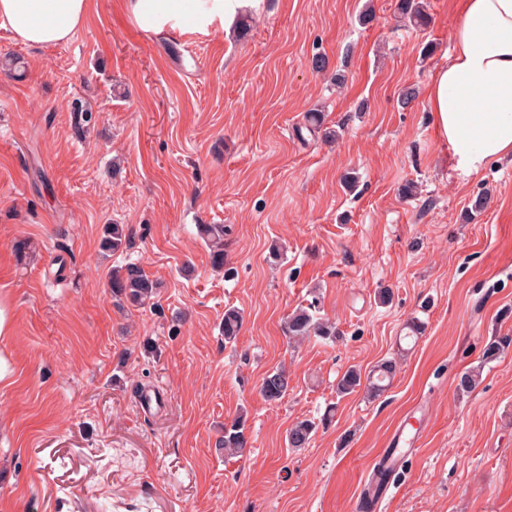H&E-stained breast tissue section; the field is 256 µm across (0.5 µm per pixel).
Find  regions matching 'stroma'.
<instances>
[{"mask_svg": "<svg viewBox=\"0 0 512 512\" xmlns=\"http://www.w3.org/2000/svg\"><path fill=\"white\" fill-rule=\"evenodd\" d=\"M426 2L424 27L399 0H251L247 30L166 36L92 0L46 48L0 27V512H352L398 431L416 444L378 512H512V348L484 357L512 337V159L467 175L438 140L426 89L461 16ZM107 224L127 226L124 251L102 248ZM201 224L226 227L234 277ZM128 262L157 281L153 305L113 298ZM313 302L335 341L289 342ZM391 358L381 396L337 397L346 369ZM280 365L291 389L271 404L259 387ZM470 369L479 385L457 391ZM242 410L249 451L217 453ZM303 419L318 429L289 447ZM200 234L204 238L209 249L210 263L217 270L224 269V276L230 277L233 274L232 267L228 266L224 254V225L201 224Z\"/></svg>", "mask_w": 512, "mask_h": 512, "instance_id": "obj_1", "label": "stroma"}]
</instances>
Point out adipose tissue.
<instances>
[{
    "label": "adipose tissue",
    "instance_id": "obj_1",
    "mask_svg": "<svg viewBox=\"0 0 512 512\" xmlns=\"http://www.w3.org/2000/svg\"><path fill=\"white\" fill-rule=\"evenodd\" d=\"M196 0H130L139 26L150 32L194 19ZM461 23L453 48L438 64L427 99L436 132L455 166L481 173L512 155V0H458ZM89 0H0V26L25 44L50 46L71 38L84 23Z\"/></svg>",
    "mask_w": 512,
    "mask_h": 512
}]
</instances>
